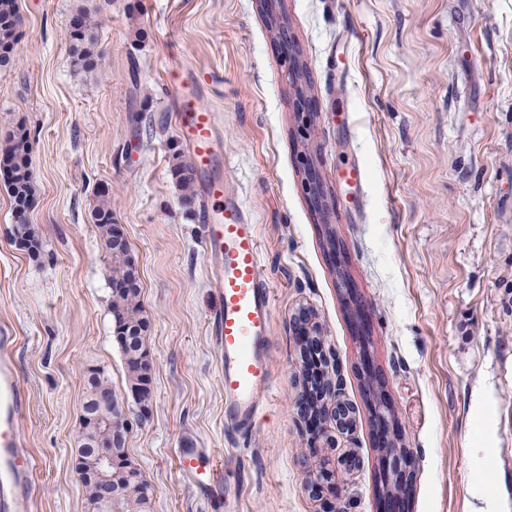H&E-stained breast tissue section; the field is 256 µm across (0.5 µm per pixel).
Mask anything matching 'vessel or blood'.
I'll return each mask as SVG.
<instances>
[{
    "label": "vessel or blood",
    "mask_w": 512,
    "mask_h": 512,
    "mask_svg": "<svg viewBox=\"0 0 512 512\" xmlns=\"http://www.w3.org/2000/svg\"><path fill=\"white\" fill-rule=\"evenodd\" d=\"M210 77L207 71H182L168 84L178 132L202 172L222 157L216 116L198 95L199 84ZM203 196V244L215 259L211 278L223 301L212 334L223 373L224 429L239 434L256 425L271 387L272 291L258 226L239 191L213 178L205 182ZM13 344L10 333L0 334V512H12L31 489V460L19 429L24 397L13 367ZM177 459L201 494H209L224 478L213 459L184 452Z\"/></svg>",
    "instance_id": "b4317fda"
}]
</instances>
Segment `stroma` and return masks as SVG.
Listing matches in <instances>:
<instances>
[{"label": "stroma", "mask_w": 512, "mask_h": 512, "mask_svg": "<svg viewBox=\"0 0 512 512\" xmlns=\"http://www.w3.org/2000/svg\"><path fill=\"white\" fill-rule=\"evenodd\" d=\"M15 62L0 70V150L30 134L41 247L13 239L0 170V329L10 328L36 467L18 512H87L75 470L87 367L104 368L130 420L128 454L153 512H325L306 483L317 461L299 410L294 315L308 308L355 411L335 434L338 512H382L381 456L366 370L385 378L397 436L414 455L410 512H512V0H279L291 61L259 0H17ZM95 10L100 67H75L68 23ZM311 112L295 107L294 66ZM206 68L228 177L253 213L273 293L272 386L246 435L224 433L199 205L174 175L184 153L170 68ZM352 166L361 184L341 178ZM327 193L319 216L305 179ZM140 267L153 363L148 408L127 388L91 212L99 188ZM333 231L342 245L332 256ZM225 472L202 500L175 451Z\"/></svg>", "instance_id": "1"}]
</instances>
